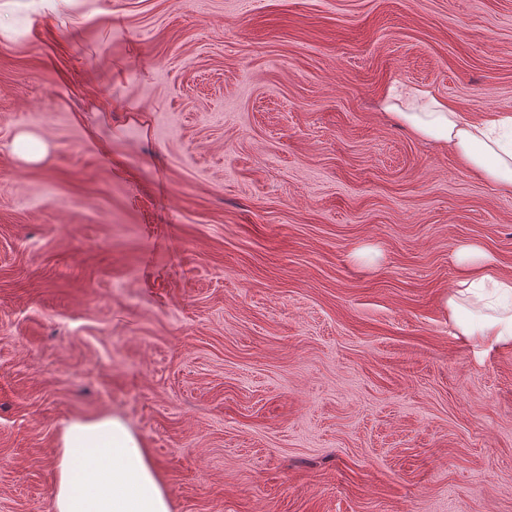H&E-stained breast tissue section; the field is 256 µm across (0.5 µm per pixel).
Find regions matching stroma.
<instances>
[{"label":"stroma","mask_w":512,"mask_h":512,"mask_svg":"<svg viewBox=\"0 0 512 512\" xmlns=\"http://www.w3.org/2000/svg\"><path fill=\"white\" fill-rule=\"evenodd\" d=\"M394 84L512 113V0H0V512L102 414L171 512H512V349L444 313L512 192Z\"/></svg>","instance_id":"stroma-1"}]
</instances>
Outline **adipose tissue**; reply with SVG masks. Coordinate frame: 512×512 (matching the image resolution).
<instances>
[{"mask_svg":"<svg viewBox=\"0 0 512 512\" xmlns=\"http://www.w3.org/2000/svg\"><path fill=\"white\" fill-rule=\"evenodd\" d=\"M381 107L424 141L449 149L476 177L512 191V114L473 118L432 89L392 87ZM457 279L444 309L455 335L477 347L512 348V278L498 275L478 246L453 253ZM55 512H170L153 462L126 423L77 419L58 444Z\"/></svg>","mask_w":512,"mask_h":512,"instance_id":"adipose-tissue-1","label":"adipose tissue"}]
</instances>
